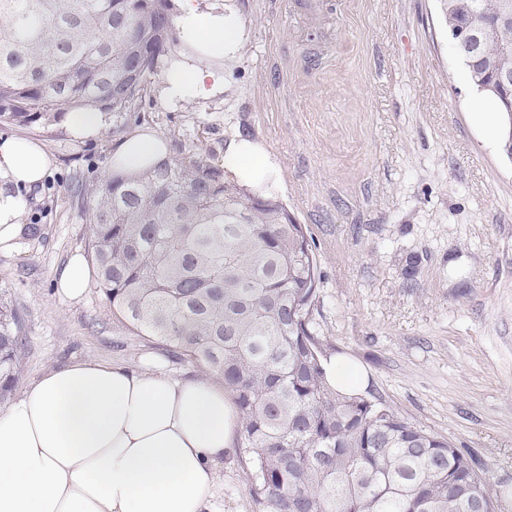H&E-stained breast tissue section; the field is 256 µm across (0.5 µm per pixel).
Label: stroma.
<instances>
[{
	"label": "stroma",
	"mask_w": 512,
	"mask_h": 512,
	"mask_svg": "<svg viewBox=\"0 0 512 512\" xmlns=\"http://www.w3.org/2000/svg\"><path fill=\"white\" fill-rule=\"evenodd\" d=\"M199 5L242 25L223 93L169 106L150 91L125 130L153 129L219 167L233 140L258 144L274 196L314 244L321 336L363 369L366 396L471 453L512 512V160L498 124L476 110L439 0ZM8 136L51 160L43 183L18 189L37 234L0 251V300L28 336L18 387L74 360L205 377L118 321L95 282L77 300L55 284L72 256L88 254L71 188L110 174L119 134L107 125L79 140L63 124H0ZM244 467L237 452L219 464L218 512H267Z\"/></svg>",
	"instance_id": "stroma-1"
}]
</instances>
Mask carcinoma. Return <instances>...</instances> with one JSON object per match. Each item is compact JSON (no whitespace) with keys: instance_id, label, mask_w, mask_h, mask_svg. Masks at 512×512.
Masks as SVG:
<instances>
[{"instance_id":"cac0c4a2","label":"carcinoma","mask_w":512,"mask_h":512,"mask_svg":"<svg viewBox=\"0 0 512 512\" xmlns=\"http://www.w3.org/2000/svg\"><path fill=\"white\" fill-rule=\"evenodd\" d=\"M440 2L448 33L475 24L483 34L479 51L458 56L496 100L512 159V81L497 67L512 56V21L502 0ZM178 44L172 0H0V124L48 129L78 109L120 123ZM77 193L96 287L137 335L223 381L246 479L268 512H502L470 454L379 398L327 384L318 263L285 204L200 152ZM27 346L19 312L1 302V400Z\"/></svg>"}]
</instances>
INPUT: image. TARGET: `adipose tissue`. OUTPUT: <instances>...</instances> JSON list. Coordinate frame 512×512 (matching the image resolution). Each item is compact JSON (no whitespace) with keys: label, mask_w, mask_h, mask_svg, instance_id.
<instances>
[{"label":"adipose tissue","mask_w":512,"mask_h":512,"mask_svg":"<svg viewBox=\"0 0 512 512\" xmlns=\"http://www.w3.org/2000/svg\"><path fill=\"white\" fill-rule=\"evenodd\" d=\"M177 28L191 53L160 75L169 105L223 89L222 62L242 45L233 15L196 0H182ZM167 156L162 134L138 129L111 165L135 173ZM49 166L38 144L0 137V249L25 230L13 185L43 181ZM227 168L259 190L272 171L246 140L230 144ZM237 424L231 396L206 380L92 360L47 369L0 411V512H216V466L232 451Z\"/></svg>","instance_id":"1"}]
</instances>
